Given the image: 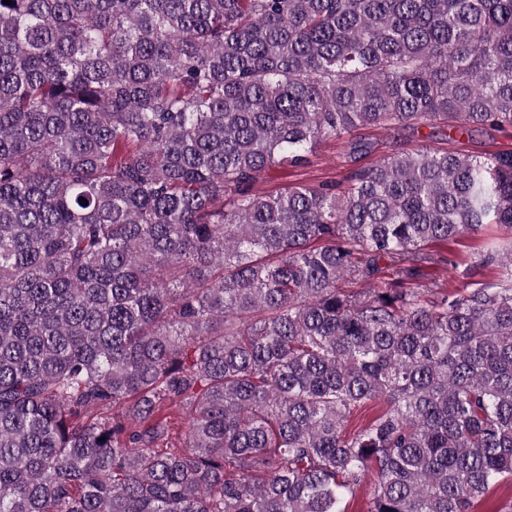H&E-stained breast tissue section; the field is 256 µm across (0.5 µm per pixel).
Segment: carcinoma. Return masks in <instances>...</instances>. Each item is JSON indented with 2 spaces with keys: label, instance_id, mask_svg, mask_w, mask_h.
I'll return each instance as SVG.
<instances>
[{
  "label": "carcinoma",
  "instance_id": "1",
  "mask_svg": "<svg viewBox=\"0 0 512 512\" xmlns=\"http://www.w3.org/2000/svg\"><path fill=\"white\" fill-rule=\"evenodd\" d=\"M435 120L512 126V0H0V512H344L370 467L366 512H474L512 483V240L493 282L417 280L512 231V153L254 190ZM504 237L502 229L495 224H489L478 233L465 234L448 243H435L431 249L447 260L449 256L456 268L454 265H448V261L439 262L424 269V276L443 283L451 291L466 286L469 279L461 278L459 272L469 267L474 273L471 280L494 281L500 276L501 268L482 265L480 259L489 244ZM386 409L387 404L383 400L367 401L350 417L349 421L346 423L347 431L353 432L355 429L360 428L384 413Z\"/></svg>",
  "mask_w": 512,
  "mask_h": 512
}]
</instances>
